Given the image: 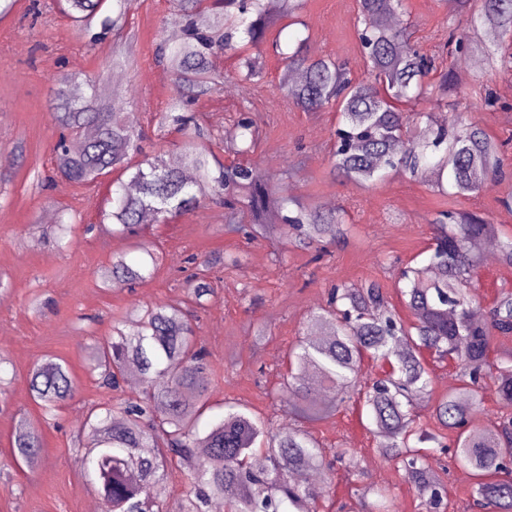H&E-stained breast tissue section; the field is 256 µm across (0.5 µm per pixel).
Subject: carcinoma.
<instances>
[{"label": "carcinoma", "instance_id": "cac0c4a2", "mask_svg": "<svg viewBox=\"0 0 512 512\" xmlns=\"http://www.w3.org/2000/svg\"><path fill=\"white\" fill-rule=\"evenodd\" d=\"M63 12L96 43L120 33L132 0H62ZM465 24L448 31V55H481L485 68L512 72V0H460ZM180 34L165 43L162 59L174 76V89L159 131L181 139V165L160 153H148V135L138 114L112 111L109 94L92 83L77 97L76 77L59 81L52 117L61 141L53 165L66 180L88 185L99 175L119 171L112 182L100 223L112 234L135 240L146 258L130 261L112 255L100 271L103 287L131 286L153 278L156 257L137 241L153 223L166 224L210 204L224 206L225 230L244 237L294 242L324 253L348 233L347 213L304 204L275 184L256 179L247 164L224 165L218 152L246 155L259 128L244 116L238 139L224 140L204 131L195 105L224 82L218 60L238 55L234 78L247 83L263 77L261 46L278 17L296 18L302 0H280L279 16L265 0H177ZM403 0H357L354 21L368 79L351 75L343 64L318 55L310 39L280 52L281 91L304 112L336 108L344 126L336 130L330 174L355 184H374L391 171L413 177L433 174L434 188L477 196L488 180L503 177V153L478 124L464 123L448 108V92L461 90L485 107L497 103L485 73L462 79L454 67L437 73L435 57L420 53L401 23ZM101 29L91 33L93 25ZM446 109L448 113L437 114ZM128 180H123V175ZM498 237L497 260L512 267V235L499 237L496 225L468 211L443 210L435 224L426 264L405 266L400 293L412 316L406 325L388 308L375 282L361 287L336 286L329 305L309 318V328L289 354L295 369L281 376L280 400L300 418L321 419L352 397L365 409L377 453L400 465L408 484L425 496L426 512H445V489L436 478L430 453L421 444L436 441L414 414V402L429 392L425 356L448 357L459 368V384L448 389L434 408L435 420L454 434V461L476 479V505L512 512V417L491 427L470 422L488 392L512 405V352L491 359L494 338L512 336V292H501L490 307L477 291L481 247ZM192 272L185 288L201 309L214 296L207 272L213 262L189 258ZM198 315L182 304L137 305L110 340L91 348L103 398L86 414L80 453L85 473L97 485L103 512H211L219 501L227 512H314L324 488L291 479L298 470L328 473L333 459L352 468L356 456L321 446L301 428L279 429L242 403L225 406L205 428L200 419L210 398L209 362L197 345L193 321ZM387 361L392 370L366 383L359 380L363 355ZM138 369L141 389L115 403L128 369ZM30 388L44 416H53L72 394L66 367L47 357L30 373ZM15 459L32 466L42 448L41 432L23 421L15 433ZM185 466L187 491L175 508L150 495L151 488Z\"/></svg>", "mask_w": 512, "mask_h": 512}]
</instances>
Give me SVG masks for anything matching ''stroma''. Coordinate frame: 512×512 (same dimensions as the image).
Instances as JSON below:
<instances>
[{
  "instance_id": "35a3bbf8",
  "label": "stroma",
  "mask_w": 512,
  "mask_h": 512,
  "mask_svg": "<svg viewBox=\"0 0 512 512\" xmlns=\"http://www.w3.org/2000/svg\"><path fill=\"white\" fill-rule=\"evenodd\" d=\"M356 0H304L299 24L285 27L281 45L309 38L321 55L346 63L363 76L364 62L354 29ZM460 13L448 0H404V22L423 52L448 37V24ZM180 16L173 0H134L125 31V49L133 64L119 73L104 70L115 44L106 38L90 44L61 13L57 0H16L0 18V275L8 288L0 291V366L7 385L0 391V512H86L98 496L75 461L74 442L82 433L88 406L98 400L87 368V353L109 338L136 304L160 305L187 301L182 269L188 255L221 256L212 272L215 294L195 322L197 339L208 352L213 414L227 402L247 404L272 418L276 427H302L329 448L351 451L358 468L335 465L324 504L328 512H379V490L391 493L397 512H424V500L413 493L403 470L381 458L372 435L354 403L335 415L303 422L286 404L273 398L288 353L308 335L312 311L324 307L332 285L378 282L389 306L409 320L397 290L399 269L433 242L439 210H476L512 234V223H500L504 198L512 197V74L493 75L489 85L498 98L493 108L467 105L461 117L482 125L505 150V178L488 183L477 197L441 196L428 177L395 173L384 181L358 186L327 173V159L339 114L327 109L303 112L278 89L282 66L272 46H265V77L256 84L238 83L230 73L234 62L223 59L229 76L224 83L235 93H214L198 102L204 127H234L241 107H248L262 128V138L249 157L267 182L287 188L304 203L332 204L346 209L351 232L346 244L313 261L312 251L250 241L224 231V209L210 205L194 213L150 227L143 239L161 257L152 279L136 288L103 287L98 274L113 254L128 251L131 242L113 236L101 223L108 196L104 186L82 187L51 179L52 146L57 132L50 114L52 92L62 75L79 76L75 91L88 79L115 89L117 112H158L174 83L155 59L161 40L170 38ZM78 218L67 248L56 243L61 217ZM268 324L271 334L256 343L254 330ZM62 359L73 383V394L51 421H44L29 387V371L46 356ZM432 379L429 395L415 412L420 424L442 434L432 414L436 400L458 381L455 366L428 359ZM38 425L42 451L34 467L17 464L12 437L21 421ZM437 472L445 487L447 512H474L475 479L444 459ZM373 486L365 506L353 492Z\"/></svg>"
}]
</instances>
